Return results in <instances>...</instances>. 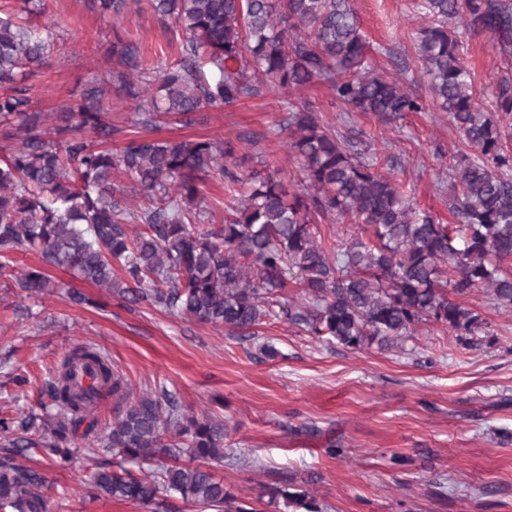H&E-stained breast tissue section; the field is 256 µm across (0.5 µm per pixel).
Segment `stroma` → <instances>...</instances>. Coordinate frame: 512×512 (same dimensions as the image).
Returning a JSON list of instances; mask_svg holds the SVG:
<instances>
[{
  "instance_id": "stroma-1",
  "label": "stroma",
  "mask_w": 512,
  "mask_h": 512,
  "mask_svg": "<svg viewBox=\"0 0 512 512\" xmlns=\"http://www.w3.org/2000/svg\"><path fill=\"white\" fill-rule=\"evenodd\" d=\"M422 0H355L371 62L413 80L427 94V78L413 44L424 23ZM55 23L52 59L28 82L34 109L49 112L77 100L97 72L116 68L115 35L134 43L144 66L180 58L179 30L150 9L113 28L95 0H48ZM465 60L476 94L494 100L512 82V50L490 35L464 34ZM325 122L354 150L376 157L417 209L453 223L450 168L465 148L446 112L429 107L385 122L370 112H343L325 87L307 88ZM291 89L275 88L234 107L193 113L189 124H164L159 139L202 136L241 145V175L273 173L284 183L298 164L279 124ZM59 287L29 299L0 278V417L40 413L50 370L76 344L105 351L133 395L166 390L190 414L224 407V464L215 467L225 488L255 500L263 487L291 484L308 490L326 512H512V310L495 307L486 288L460 303L486 319V331L457 337L435 324L417 328L404 350L353 351L308 336L287 321L263 323L256 335L184 319L148 304H131L83 285L105 309L73 305L64 289L69 273L53 270ZM28 383L17 390L13 376ZM93 457L78 453L65 469L42 463L57 488L50 512H151L132 502L86 497Z\"/></svg>"
}]
</instances>
